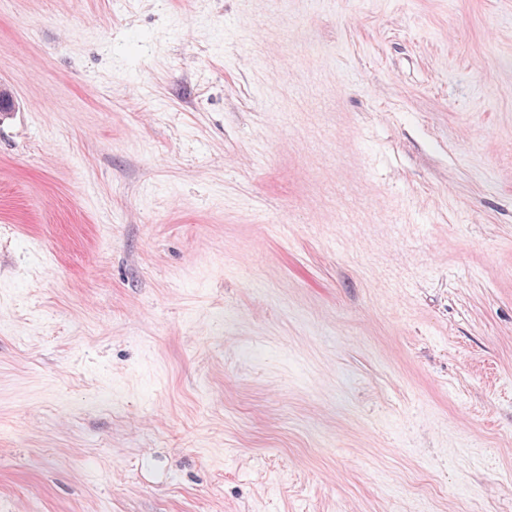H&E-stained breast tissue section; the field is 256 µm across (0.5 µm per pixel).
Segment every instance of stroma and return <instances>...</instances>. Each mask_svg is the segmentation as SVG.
Instances as JSON below:
<instances>
[{
  "label": "stroma",
  "mask_w": 512,
  "mask_h": 512,
  "mask_svg": "<svg viewBox=\"0 0 512 512\" xmlns=\"http://www.w3.org/2000/svg\"><path fill=\"white\" fill-rule=\"evenodd\" d=\"M0 512H512V0H0Z\"/></svg>",
  "instance_id": "obj_1"
}]
</instances>
